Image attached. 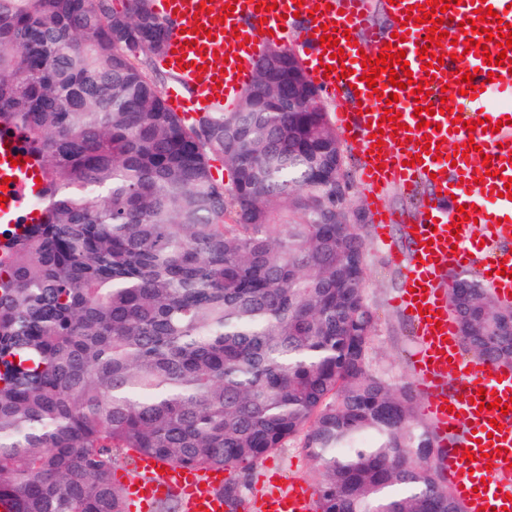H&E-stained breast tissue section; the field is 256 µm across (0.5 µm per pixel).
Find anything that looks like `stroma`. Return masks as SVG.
<instances>
[{"instance_id": "stroma-1", "label": "stroma", "mask_w": 512, "mask_h": 512, "mask_svg": "<svg viewBox=\"0 0 512 512\" xmlns=\"http://www.w3.org/2000/svg\"><path fill=\"white\" fill-rule=\"evenodd\" d=\"M342 153L350 175L347 205L355 223L363 225L366 238L367 300L377 313L369 364L375 374L389 383L399 384L409 381L411 376L410 355L414 334L408 318L392 305L401 288L402 276L398 265L392 260L391 252L395 249L405 250L406 244L402 229L397 224L390 229L392 247L379 244L368 199L358 179L359 161L350 148H343ZM298 478L309 486H316L317 465L298 442L292 441L287 447L257 461L247 473L229 474V481L238 485L243 500L236 512H249L248 502L269 482L287 483Z\"/></svg>"}]
</instances>
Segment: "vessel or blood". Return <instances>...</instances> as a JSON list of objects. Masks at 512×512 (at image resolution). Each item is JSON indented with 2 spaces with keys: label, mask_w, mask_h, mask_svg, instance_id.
<instances>
[{
  "label": "vessel or blood",
  "mask_w": 512,
  "mask_h": 512,
  "mask_svg": "<svg viewBox=\"0 0 512 512\" xmlns=\"http://www.w3.org/2000/svg\"><path fill=\"white\" fill-rule=\"evenodd\" d=\"M426 0H151L160 18L176 21L162 57L164 67L177 75L179 86L169 89L166 105L185 119L197 118L208 108L232 104L254 77L257 49L261 44L286 42L287 27L300 21L298 32L305 69L322 91L333 96L345 138L359 155L360 183L370 201L378 236H386L390 225H402L413 249L404 266V288L396 299L407 310L415 330L416 349L412 355L413 386L423 397L424 412L445 453L439 464L454 497L466 512L498 508L512 512V411L493 408L494 398L512 401V369L493 366L460 351L455 320L442 295L441 275L449 268H464L481 245H494L512 239V199L505 197L506 179L512 178V124L505 111L489 113L491 122L500 123L497 132L460 128L452 120L463 107L485 110L495 95L512 99V47L504 52L508 62L488 65L482 56L465 49L460 25L475 10L489 5L498 14L492 31L503 23L512 24V0H460L444 13L447 38L440 44L447 52L444 63L422 70L419 49L425 46L427 24L419 20V5ZM234 4L232 17H225V4ZM209 12H202V5ZM265 5L259 13L257 5ZM382 7L393 23L390 29L376 30L375 7ZM336 24L349 68L348 77L339 79L326 73L330 56L321 47L323 28ZM201 34H194V27ZM404 52L413 80L428 79L429 100L435 112L431 124L419 128L416 102L409 89H397L387 77L375 87L363 81V58H376L384 49ZM474 72V90L460 94L454 74ZM378 96H371V89ZM394 102H386L389 94ZM401 113L402 130L385 121V111ZM486 111V110H485ZM380 133L381 153L372 150V133ZM439 146L442 156L433 159L423 152L424 145ZM20 151L16 142L0 138V181L8 183L7 202L0 207V223L14 224L22 209V175L32 172V160L12 165ZM490 162H483V155ZM432 191L420 205L413 223L390 210L383 199L395 188L415 195L420 186ZM468 221H459L460 213ZM482 231H475V224ZM507 275H500V268ZM488 285L500 297L512 298V251L504 249L488 255L483 266ZM486 390L488 409L473 402L479 390ZM142 480L129 483L127 496L132 512H152L156 502L177 496L185 512H225L219 488L223 471L207 472L187 467H167L150 455L138 458ZM309 488L300 481L289 487L268 486L259 503L260 512H312Z\"/></svg>",
  "instance_id": "1"
}]
</instances>
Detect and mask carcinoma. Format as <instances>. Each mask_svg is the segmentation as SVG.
<instances>
[{
    "label": "carcinoma",
    "mask_w": 512,
    "mask_h": 512,
    "mask_svg": "<svg viewBox=\"0 0 512 512\" xmlns=\"http://www.w3.org/2000/svg\"><path fill=\"white\" fill-rule=\"evenodd\" d=\"M170 29L150 0H0V136L42 180L0 225V502L128 512L120 457L244 473L297 439L320 512H457L412 387L369 367L330 113L256 76L186 123L147 72ZM448 309L512 366L511 302L458 271Z\"/></svg>",
    "instance_id": "cac0c4a2"
}]
</instances>
